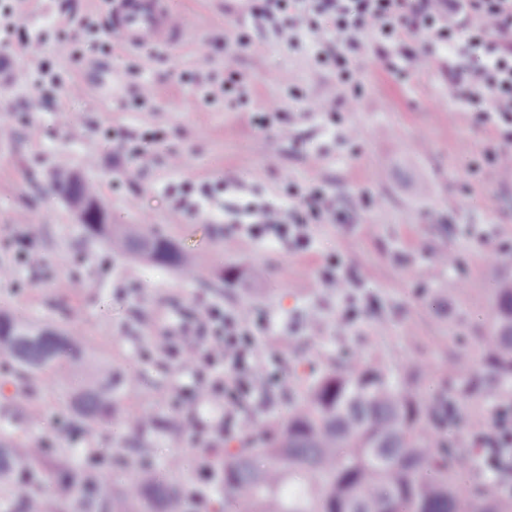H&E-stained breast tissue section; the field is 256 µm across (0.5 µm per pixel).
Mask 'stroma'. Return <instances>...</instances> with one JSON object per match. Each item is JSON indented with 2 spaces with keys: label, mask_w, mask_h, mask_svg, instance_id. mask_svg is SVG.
Segmentation results:
<instances>
[{
  "label": "stroma",
  "mask_w": 512,
  "mask_h": 512,
  "mask_svg": "<svg viewBox=\"0 0 512 512\" xmlns=\"http://www.w3.org/2000/svg\"><path fill=\"white\" fill-rule=\"evenodd\" d=\"M171 5L186 24L183 43L171 50L121 47L109 0H25L20 25H0V38L45 35L43 62L61 80L44 84L18 48L0 47V126L13 130L0 139V260L18 266L13 279H0V310L57 328L79 324L113 368L146 373L177 396L197 391L198 382L174 353L153 349L161 302L194 314L206 301L258 312L250 334L267 371L287 380L290 397L352 353L397 374L417 368L424 398L458 388L478 357L490 290L512 276V181L492 160L502 142L498 128L456 101L442 60L430 59L404 80L375 53L340 70L320 61L310 43L281 47L270 26L250 16L246 0ZM69 14L92 17L98 33L59 36ZM199 42L210 43L208 55L198 53ZM27 69L31 77L15 81ZM211 70L224 91L209 97L195 77ZM72 82L79 96L64 95ZM143 82L154 89L144 105L132 94ZM331 84L344 105L306 114ZM39 94L47 97L44 110L27 111ZM283 125L291 139L279 136ZM129 128L153 136L147 149L154 163L135 184L126 176L128 156L113 143ZM173 152L181 156L177 170L167 164ZM310 152L317 162L307 160ZM62 167L96 181L111 223L151 222L224 281L207 286L87 240L73 210L51 190ZM314 184L338 206L358 201L351 223L323 218L296 250H284L270 232L225 247L230 223H251L241 206L253 195L285 203ZM180 195L203 199L206 216L175 221L171 207ZM29 221L41 226L30 245ZM29 246L44 256L43 267L22 265ZM440 251L452 252L455 264L437 265ZM330 266L348 279L346 294L321 288ZM63 281L68 290H59ZM312 316L321 323L316 334L305 328ZM38 392L43 418L24 430L28 442L77 458L83 449L123 440L120 418L109 431L85 432L71 424L58 391L42 385ZM501 396L494 386L469 396L452 439L465 443L464 426H488L492 401ZM288 399L276 393L235 405L240 432L286 416ZM151 453L173 480L193 466L189 439L156 443Z\"/></svg>",
  "instance_id": "obj_1"
}]
</instances>
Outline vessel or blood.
Segmentation results:
<instances>
[{
    "instance_id": "1",
    "label": "vessel or blood",
    "mask_w": 512,
    "mask_h": 512,
    "mask_svg": "<svg viewBox=\"0 0 512 512\" xmlns=\"http://www.w3.org/2000/svg\"><path fill=\"white\" fill-rule=\"evenodd\" d=\"M112 29L126 48L171 49L182 43L185 22L170 10L168 0H112ZM157 324L170 336L197 327L195 319L164 306Z\"/></svg>"
}]
</instances>
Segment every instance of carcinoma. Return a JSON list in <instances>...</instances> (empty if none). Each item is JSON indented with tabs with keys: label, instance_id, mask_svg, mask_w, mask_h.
<instances>
[{
	"label": "carcinoma",
	"instance_id": "carcinoma-1",
	"mask_svg": "<svg viewBox=\"0 0 512 512\" xmlns=\"http://www.w3.org/2000/svg\"><path fill=\"white\" fill-rule=\"evenodd\" d=\"M54 192L67 204L100 203L95 183L61 169ZM90 240L118 252L175 267L198 277L195 260L152 224H83ZM489 327L480 337L483 357L477 373L506 390L512 387V280L491 288ZM81 329L58 330L0 312V375L13 387L19 405L0 413V512H24L12 490L45 501L50 480L61 495L54 512H512V497L495 485H476L484 476L483 456L466 464L451 448L450 432L461 416L462 401L446 393L430 399L416 392L418 375L395 378L386 369L358 360L333 364L288 410L245 434L236 448L220 446V435L199 444L194 468L206 481L187 489L151 475L147 454L128 448H89L82 463L31 456L16 433L23 417H38L35 386L45 380L68 383L72 423L82 430L112 424L124 414L123 428L134 447L147 435L172 437L169 417L150 411L125 412L126 377L112 362L88 355ZM145 478L121 477L112 491L95 496L97 475L107 459Z\"/></svg>",
	"mask_w": 512,
	"mask_h": 512
}]
</instances>
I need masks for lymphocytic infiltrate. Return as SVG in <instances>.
<instances>
[{
    "label": "lymphocytic infiltrate",
    "instance_id": "f902f5d3",
    "mask_svg": "<svg viewBox=\"0 0 512 512\" xmlns=\"http://www.w3.org/2000/svg\"><path fill=\"white\" fill-rule=\"evenodd\" d=\"M256 17L270 24L285 47L309 39L340 61L367 53L374 42H392L398 47L395 69L403 78L447 49L454 96L483 121L505 126L506 146L495 160L512 172V0H262ZM421 35L427 38L425 49L411 47ZM335 211L334 200L313 187L291 205L263 206L259 222L283 245L300 248L309 240L310 225ZM204 317L209 339L184 335L177 351L181 367L197 376L201 394L173 399V428L179 433L190 428L203 396L221 412L213 432L227 434L233 421L224 412L226 405L245 393H265L274 386L284 392L288 386L255 362V346L245 329L248 312L209 305ZM219 364L230 366V374L218 377L214 368Z\"/></svg>",
    "mask_w": 512,
    "mask_h": 512
}]
</instances>
